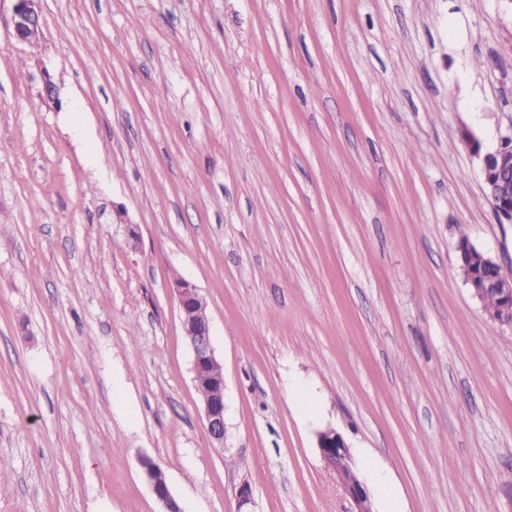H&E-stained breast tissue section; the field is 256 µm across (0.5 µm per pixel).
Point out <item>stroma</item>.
<instances>
[{
	"label": "stroma",
	"instance_id": "35a3bbf8",
	"mask_svg": "<svg viewBox=\"0 0 512 512\" xmlns=\"http://www.w3.org/2000/svg\"><path fill=\"white\" fill-rule=\"evenodd\" d=\"M0 0V512H512V274L467 142L512 129V0ZM55 87V103L43 94ZM209 308L205 426L174 277ZM13 30L18 42H35L42 30L40 0H13ZM479 250L482 253L483 260L498 267L499 273L481 281L484 276L490 274V270L478 259L465 252L462 258H459V262L462 263L461 261H463L466 272L471 279L476 282L480 281L479 285L470 291L473 297L477 298L482 303L484 297L491 296L486 298V310L495 309L500 301L498 320L501 324L512 327V275L505 274L497 261L492 259L485 251ZM317 448L322 460L333 469L343 489L354 501V512H375L374 503L359 475L354 483L346 472V468L354 467V464L343 434L333 427L319 431ZM144 476L150 488L161 504V512H183L178 501L171 494L164 472L150 458L144 457L141 460Z\"/></svg>",
	"mask_w": 512,
	"mask_h": 512
}]
</instances>
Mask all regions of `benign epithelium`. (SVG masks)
I'll return each mask as SVG.
<instances>
[{
  "label": "benign epithelium",
  "mask_w": 512,
  "mask_h": 512,
  "mask_svg": "<svg viewBox=\"0 0 512 512\" xmlns=\"http://www.w3.org/2000/svg\"><path fill=\"white\" fill-rule=\"evenodd\" d=\"M14 38L19 42H35L42 30L39 0H15L13 9ZM471 150L480 162L483 186L487 198L500 223H512V131L501 136L495 148L483 149L476 138H471ZM180 309L182 326L192 351L193 383L199 385L202 375L218 364L210 335V319L204 315L207 307L205 296L191 281L182 277L171 283ZM473 297L483 300L494 296L500 301L499 322L512 327V275L499 272L471 290ZM205 427L217 447H224L226 432L224 378L215 377L212 388L200 395ZM317 448L322 460L333 469L345 492L356 505L355 512H374V503L362 480L352 481L346 469L353 466L349 446L341 432L327 427L317 433ZM144 476L161 504L163 512H183L171 494L164 472L150 458L141 460Z\"/></svg>",
  "instance_id": "obj_1"
}]
</instances>
